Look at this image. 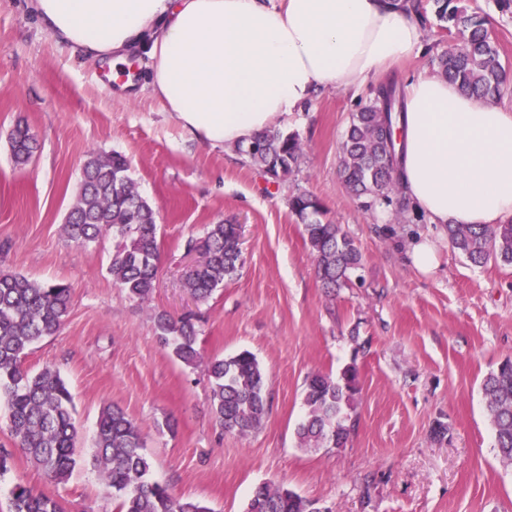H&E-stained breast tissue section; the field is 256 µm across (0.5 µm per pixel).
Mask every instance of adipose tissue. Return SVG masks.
I'll use <instances>...</instances> for the list:
<instances>
[{"label": "adipose tissue", "instance_id": "adipose-tissue-1", "mask_svg": "<svg viewBox=\"0 0 512 512\" xmlns=\"http://www.w3.org/2000/svg\"><path fill=\"white\" fill-rule=\"evenodd\" d=\"M403 0H31L58 43L110 75L134 55L144 90L186 135L235 146L274 127L322 88L380 84L425 50ZM394 177L434 224L512 219V111L421 72L402 88Z\"/></svg>", "mask_w": 512, "mask_h": 512}]
</instances>
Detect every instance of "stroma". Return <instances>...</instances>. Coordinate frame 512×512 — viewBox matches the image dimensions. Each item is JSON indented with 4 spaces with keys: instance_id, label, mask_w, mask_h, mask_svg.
<instances>
[{
    "instance_id": "35a3bbf8",
    "label": "stroma",
    "mask_w": 512,
    "mask_h": 512,
    "mask_svg": "<svg viewBox=\"0 0 512 512\" xmlns=\"http://www.w3.org/2000/svg\"><path fill=\"white\" fill-rule=\"evenodd\" d=\"M488 15L500 56L512 64V13L497 0H460ZM426 51L395 67L392 78L433 72V60L459 35L436 24ZM131 87L71 54L41 28L26 0H0V269L72 289L70 314L56 335L24 360L57 368L74 398L80 430L69 480L49 482L14 452L0 476V512L18 483L54 498L62 512H116L89 463L100 410L112 404L134 418L151 480L213 512H246L253 489L282 484L323 512H512V464L500 461L481 394L485 376L512 359V266L471 264L448 241L447 227L423 214L395 219L393 207L365 210L345 188L339 150L351 113L374 96L318 91L304 111L279 119L298 134L303 155L272 183L235 148L191 140L160 101L143 93L148 72L135 62ZM26 125L37 144L16 167L8 135ZM118 152L157 212L160 268L150 303L116 288L108 273L112 238L81 247L62 233L89 152ZM320 200L325 217L353 237L361 268L335 294L316 275L304 229L289 200ZM242 228L243 265L205 304L184 286L201 264L189 239L208 225ZM435 246L436 265L419 271L409 253ZM200 319L203 359L252 352L268 375V411L246 435L216 425L204 364L175 359L154 334L152 314ZM360 371L349 442L299 447L305 380L322 372ZM443 424V437L431 430Z\"/></svg>"
}]
</instances>
